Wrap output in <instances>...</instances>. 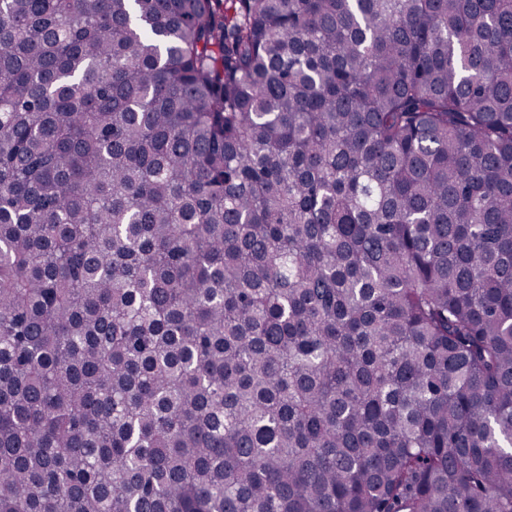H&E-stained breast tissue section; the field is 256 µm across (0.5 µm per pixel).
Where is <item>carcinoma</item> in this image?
<instances>
[{
	"mask_svg": "<svg viewBox=\"0 0 512 512\" xmlns=\"http://www.w3.org/2000/svg\"><path fill=\"white\" fill-rule=\"evenodd\" d=\"M0 512H512V0H0Z\"/></svg>",
	"mask_w": 512,
	"mask_h": 512,
	"instance_id": "carcinoma-1",
	"label": "carcinoma"
}]
</instances>
